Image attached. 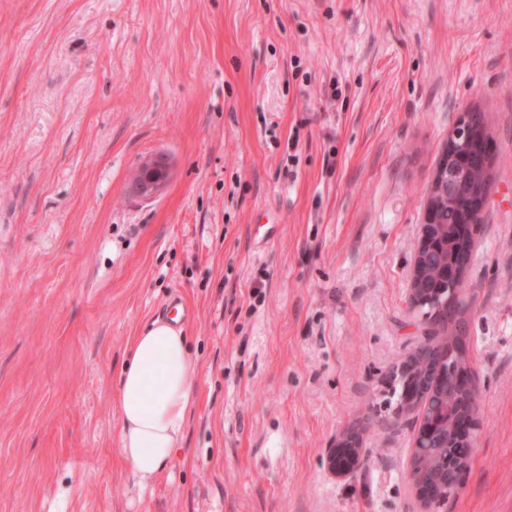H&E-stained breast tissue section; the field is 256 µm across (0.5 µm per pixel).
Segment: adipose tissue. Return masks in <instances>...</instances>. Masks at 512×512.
<instances>
[{"label":"adipose tissue","mask_w":512,"mask_h":512,"mask_svg":"<svg viewBox=\"0 0 512 512\" xmlns=\"http://www.w3.org/2000/svg\"><path fill=\"white\" fill-rule=\"evenodd\" d=\"M197 387L189 339L175 319L160 317L133 337L114 404L123 460L140 488L152 485L181 446Z\"/></svg>","instance_id":"ef3b65f1"}]
</instances>
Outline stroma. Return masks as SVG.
Returning a JSON list of instances; mask_svg holds the SVG:
<instances>
[{
  "instance_id": "obj_1",
  "label": "stroma",
  "mask_w": 512,
  "mask_h": 512,
  "mask_svg": "<svg viewBox=\"0 0 512 512\" xmlns=\"http://www.w3.org/2000/svg\"><path fill=\"white\" fill-rule=\"evenodd\" d=\"M474 110L480 430L434 512H512V0H0V512H419L413 417L381 401L429 328L411 259ZM175 295L199 384L143 490L114 381ZM168 176L166 158L163 155L154 156L139 167L132 183V192L140 199L150 200L160 191ZM357 450V455L353 451ZM350 453L348 462L338 461L343 453ZM328 463L331 471L336 476H346L352 473L361 463L360 437L355 431H346L336 441V448H332Z\"/></svg>"
}]
</instances>
